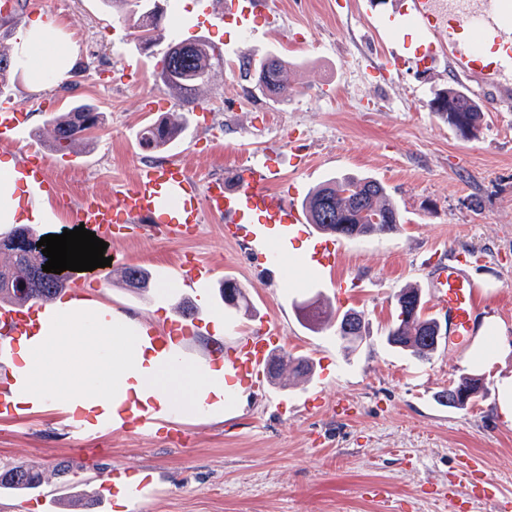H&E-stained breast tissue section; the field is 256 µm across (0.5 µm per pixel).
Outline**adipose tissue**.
<instances>
[{"instance_id":"adipose-tissue-1","label":"adipose tissue","mask_w":512,"mask_h":512,"mask_svg":"<svg viewBox=\"0 0 512 512\" xmlns=\"http://www.w3.org/2000/svg\"><path fill=\"white\" fill-rule=\"evenodd\" d=\"M54 34L41 20L24 28L16 56L32 80L44 71L64 78L69 53L42 61L38 47ZM136 324L90 301L59 299L39 318L34 335L18 340L20 363L14 369L13 402L23 412L64 407L84 419L111 418L122 425L128 407H154L158 420L176 414L222 416L236 400L223 369L199 371L174 352H156Z\"/></svg>"}]
</instances>
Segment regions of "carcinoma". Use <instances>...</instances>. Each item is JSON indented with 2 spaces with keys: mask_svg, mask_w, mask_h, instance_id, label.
<instances>
[{
  "mask_svg": "<svg viewBox=\"0 0 512 512\" xmlns=\"http://www.w3.org/2000/svg\"><path fill=\"white\" fill-rule=\"evenodd\" d=\"M124 21L133 22L138 42L143 49L156 45L162 36V14L152 10L156 0H103ZM221 60L214 57L212 44L202 39L172 44L164 51L156 79L168 90L179 95L183 103L196 102L198 94L211 82L213 72ZM288 62L277 55L259 60L248 69L255 86L263 94L279 99L288 97V82L284 78ZM429 107L446 119L457 130L472 133L484 118L485 106L458 83L448 85L431 100ZM52 123L54 139L51 147L55 153L72 151L90 139L92 130L101 125V115L88 104H75L68 111L56 116ZM184 124L166 119L147 124L140 132L141 146L150 151H162L180 138ZM310 223L319 230L339 237H360L393 233L400 224V214L390 200L386 187L372 178H332L314 188L302 201ZM35 237V232L24 225L15 226L7 236L5 251L10 260L0 265V299L11 302L50 301L62 290L66 279L44 277L39 274L47 257L17 245L15 241ZM122 282L129 288L146 289L152 275L139 267L128 266L120 270ZM22 283L23 294L6 283ZM234 285V296L224 300V305L239 310L248 308L243 287L233 278L226 277L220 288L225 296V285ZM322 310L323 316L311 322L316 328L329 326L335 329L336 341L346 350L354 348L363 336L364 320L354 310L329 311L320 302L309 300L301 304L304 316L312 310ZM389 346L408 350L420 361L430 360L442 343L437 321L424 314V302L419 289L406 286L396 295L395 319L386 332ZM476 377H465L448 387L443 396L448 406L463 409L467 400L475 395ZM43 476L33 466L17 464L0 471V490L25 494L39 489Z\"/></svg>",
  "mask_w": 512,
  "mask_h": 512,
  "instance_id": "1",
  "label": "carcinoma"
}]
</instances>
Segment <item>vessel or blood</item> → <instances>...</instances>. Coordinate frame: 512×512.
<instances>
[{
	"label": "vessel or blood",
	"instance_id": "1",
	"mask_svg": "<svg viewBox=\"0 0 512 512\" xmlns=\"http://www.w3.org/2000/svg\"><path fill=\"white\" fill-rule=\"evenodd\" d=\"M498 6L499 0H481L478 12L442 13L433 8L432 0H403L398 14L400 22L412 23L427 34L447 32L448 61L454 71L483 83H494L512 71V47H502L490 56L484 50L467 48L465 41L473 29L482 31L486 41H497L492 21ZM224 17L246 23L260 17L270 25L278 21L276 11L266 0H228ZM23 122L24 115L16 103L0 101V151L17 152L19 168L32 178L35 187L55 193L56 185L49 176L48 146H18L17 134ZM276 178L275 170L253 163L236 170L233 179L213 177L202 186L183 160L163 158L140 169L133 184L118 192L113 203L87 194L77 206L76 220L101 239L111 236L115 224L123 222L142 230L164 213L171 216L168 230L176 240L195 236L206 214L223 217L224 236L232 240L250 235L254 224L272 225L280 233L291 234L308 224L309 219L294 201L270 191ZM310 245L307 263L315 271L335 268L340 262V248L333 238H315ZM178 274L189 292L207 290L214 284L213 269L198 260L181 264ZM428 283L446 341L452 345L472 343L477 337L478 319L487 305L473 261L462 253L436 259L429 269ZM44 310V304L31 301L1 304L0 335H29ZM147 337L159 350L187 347V334L178 332L173 324L165 329L148 327ZM281 343L278 326H262L238 337L233 347L211 351L204 364L210 367L223 363L227 385L246 384L259 389L269 360ZM156 426L153 411L144 406L127 411L122 424L124 431L137 434L153 432ZM145 487L142 481L131 483L126 469L115 467L105 473L99 498L105 502L121 493L134 500Z\"/></svg>",
	"mask_w": 512,
	"mask_h": 512
}]
</instances>
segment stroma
<instances>
[{
	"label": "stroma",
	"instance_id": "stroma-1",
	"mask_svg": "<svg viewBox=\"0 0 512 512\" xmlns=\"http://www.w3.org/2000/svg\"><path fill=\"white\" fill-rule=\"evenodd\" d=\"M275 2L281 18L271 30L217 20L206 14V0H172L163 42L204 39L224 48L223 66L190 112L155 80L156 56L140 50L135 30L102 0H16L12 13L0 12L1 45L14 47L20 30L40 18L77 49L67 82L47 73L36 88L26 71L8 74V96L27 113L21 145L48 138L52 118L71 101L103 114L92 140L51 155L57 192L37 234L74 229L87 192L109 200L130 186L155 157L140 146L138 131L173 117L185 131L167 153L182 157L200 181L231 178L255 161L279 171L272 188L287 196L334 177H370L385 185L401 218L392 234L341 239L338 268L320 278L299 264L304 237L289 238V260L270 278L249 245L225 240L213 216L182 241L129 229L112 236V269L146 268L154 284L138 292L94 271L74 274L94 302L160 326L179 319L177 305L188 301L206 323L186 352L195 363L270 320L282 327L280 355L308 357L313 373L304 381L284 368L281 384L265 394L245 388L223 417L187 414L147 436L118 429L79 441L58 409L3 419L0 468L24 461L42 469L48 512H67L69 489L95 492L116 465L154 475L133 512H512V421L500 411L512 350L477 369L460 346L440 347L422 362L384 341L398 290L424 287L429 258L459 250L486 261L478 272L490 295L484 335L512 346V75L498 87L464 79L486 107L479 129L464 136L429 107L455 78L442 55L419 62L438 38L411 26L384 29L396 0ZM271 54L292 63L288 100L262 95L241 70L245 58ZM187 253L212 265L217 279L235 278L248 310L225 309L214 290L184 295L168 270ZM338 279L361 286L342 300ZM315 296L362 314L355 349L340 347L332 329L307 328L298 307ZM475 373L485 387L467 409L438 400ZM313 390L321 399L304 405ZM343 404L353 406L351 415L340 414ZM466 456L483 463L471 484L458 471ZM63 464L71 468L66 485L57 476Z\"/></svg>",
	"mask_w": 512,
	"mask_h": 512
}]
</instances>
